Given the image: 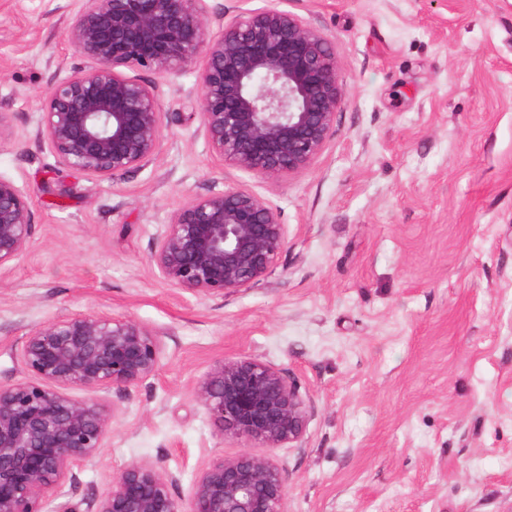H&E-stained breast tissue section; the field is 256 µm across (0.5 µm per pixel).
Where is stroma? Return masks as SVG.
Instances as JSON below:
<instances>
[{
    "mask_svg": "<svg viewBox=\"0 0 512 512\" xmlns=\"http://www.w3.org/2000/svg\"><path fill=\"white\" fill-rule=\"evenodd\" d=\"M232 20L274 4L322 32L344 98L307 169L256 175L214 160L196 70L168 77L161 149L106 178L60 165L39 101L82 67L78 0H0V177L31 201L25 253L0 266V383L23 338L78 312L158 336V372L108 395L101 462H158L187 496L246 442L214 434L192 388L218 359L281 369L311 403L300 447L273 452L287 512H512V0H206ZM240 188L280 213L288 244L246 290L209 297L152 266L174 211Z\"/></svg>",
    "mask_w": 512,
    "mask_h": 512,
    "instance_id": "stroma-1",
    "label": "stroma"
}]
</instances>
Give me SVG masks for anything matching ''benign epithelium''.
I'll list each match as a JSON object with an SVG mask.
<instances>
[{
  "label": "benign epithelium",
  "mask_w": 512,
  "mask_h": 512,
  "mask_svg": "<svg viewBox=\"0 0 512 512\" xmlns=\"http://www.w3.org/2000/svg\"><path fill=\"white\" fill-rule=\"evenodd\" d=\"M66 39L86 65L40 100L38 134L59 164L92 177L159 154L162 84L130 71L167 78L199 67L211 155L254 174L308 168L344 94L327 39L278 7L226 23L206 0H80ZM32 227L27 195L0 177V266L26 251ZM286 245L276 209L228 188L174 211L151 263L174 288L222 297L264 278ZM162 356L158 337L132 318L75 313L31 330L19 350L27 378L0 383V512H285L282 468L249 452L212 457L185 499L172 493L180 476L158 462L128 465L102 495L66 497L75 470L95 463L110 436L107 393L154 375ZM193 397L217 437L264 448L298 447L310 419L299 387L254 357L215 361Z\"/></svg>",
  "instance_id": "7a95c632"
}]
</instances>
